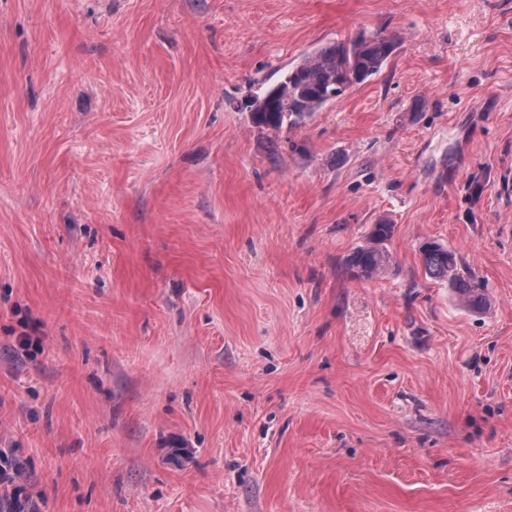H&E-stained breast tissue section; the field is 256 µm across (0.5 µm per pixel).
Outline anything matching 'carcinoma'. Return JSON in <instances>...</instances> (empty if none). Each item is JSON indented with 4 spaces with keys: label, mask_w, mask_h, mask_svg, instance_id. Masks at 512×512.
Returning a JSON list of instances; mask_svg holds the SVG:
<instances>
[{
    "label": "carcinoma",
    "mask_w": 512,
    "mask_h": 512,
    "mask_svg": "<svg viewBox=\"0 0 512 512\" xmlns=\"http://www.w3.org/2000/svg\"><path fill=\"white\" fill-rule=\"evenodd\" d=\"M397 46V38L382 31L361 32L341 41L330 42L304 55L284 75L281 83L288 96L273 100L263 111L251 113L252 122L261 129L279 131L300 124L329 102L354 89L380 72ZM393 226L374 225L368 244L356 248L346 259L360 277H371L390 263L385 247ZM426 275L448 282V287L464 305L473 310L487 306L483 289L474 277L458 266L455 255L436 241L421 247Z\"/></svg>",
    "instance_id": "obj_1"
}]
</instances>
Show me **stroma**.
I'll use <instances>...</instances> for the list:
<instances>
[{
    "instance_id": "1",
    "label": "stroma",
    "mask_w": 512,
    "mask_h": 512,
    "mask_svg": "<svg viewBox=\"0 0 512 512\" xmlns=\"http://www.w3.org/2000/svg\"><path fill=\"white\" fill-rule=\"evenodd\" d=\"M362 30L399 38L379 74L253 124ZM511 178L512 0H0L26 512H512ZM381 220L391 264L359 277ZM421 255L426 275L448 282L460 302L478 311L487 306L483 289L471 274L458 266L455 255L446 246L436 241L426 242Z\"/></svg>"
}]
</instances>
